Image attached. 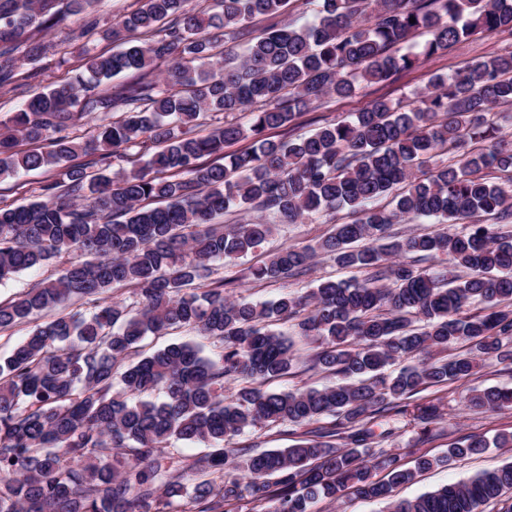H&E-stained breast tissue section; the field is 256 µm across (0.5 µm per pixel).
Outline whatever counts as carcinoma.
Here are the masks:
<instances>
[{
	"mask_svg": "<svg viewBox=\"0 0 512 512\" xmlns=\"http://www.w3.org/2000/svg\"><path fill=\"white\" fill-rule=\"evenodd\" d=\"M299 2L315 21L254 36V19L291 0H141L104 31L122 48L84 51L70 80L0 123L1 177L64 170L43 186L47 199L0 205V282L59 265L0 303V332L51 315L0 357V512H235L248 496L256 512H311L346 490L388 502L387 512H479L512 491L509 462L394 500L415 471L381 447L392 429L368 427L402 416L426 436L443 414L403 401L469 378L486 360L512 365V143L488 126L494 108L512 105V51L431 74L410 104L379 97L295 141L274 136L322 98H349L358 83L418 68L474 35L511 39L512 0ZM95 3L0 0V85L29 79L19 60L43 58L31 31ZM416 36L418 51H403ZM161 62L165 77L148 78ZM127 72L142 80L98 90ZM93 112L109 120L85 140L73 128ZM208 112L224 123L201 135ZM454 153L462 160L448 162ZM387 196L391 208L375 206ZM345 207L358 218L314 247L267 252L247 277L299 279L320 253L366 270L364 280L327 279L270 302L230 297L236 280L218 276L216 263L263 247L276 225L219 218L255 211L296 224ZM477 214L493 223L470 222ZM421 217L466 232H391ZM439 255L448 267L417 265ZM123 288L131 301L111 298ZM278 322L288 331L273 329ZM180 327L220 351L185 341L127 363L146 337ZM296 337L317 345L313 368L341 381L265 389L296 373ZM458 344L464 352H452ZM400 360L412 364L386 373ZM466 400L496 411L512 406V388L473 389ZM327 416L330 427L320 425ZM261 423L310 430L284 451L234 446ZM180 441L213 451L178 468L165 449ZM487 447L469 436L440 462Z\"/></svg>",
	"mask_w": 512,
	"mask_h": 512,
	"instance_id": "cac0c4a2",
	"label": "carcinoma"
}]
</instances>
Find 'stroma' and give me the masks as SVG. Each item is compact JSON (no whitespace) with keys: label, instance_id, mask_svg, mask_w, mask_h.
Listing matches in <instances>:
<instances>
[{"label":"stroma","instance_id":"35a3bbf8","mask_svg":"<svg viewBox=\"0 0 512 512\" xmlns=\"http://www.w3.org/2000/svg\"><path fill=\"white\" fill-rule=\"evenodd\" d=\"M84 21V15H70L54 29L37 33V40L46 46V54L39 63L26 65L25 70L30 74L26 90L21 91L11 85L0 86V120L6 119L11 112L16 111L28 94L40 91L51 83L67 80L83 50H112V41L102 38L100 32L91 33L75 41L71 40V32L82 27ZM509 48H512V42L495 35L469 38L456 44L444 55L430 60L421 68L397 73L382 84L361 86L354 97L343 100L325 98L318 101L297 119L295 125L280 132L279 137L289 140L315 129L323 122L341 120L380 96L396 102L406 101L413 90L426 83L430 74L448 73L466 64L503 54ZM58 178L57 172L46 170L32 171L11 179L0 178V200L16 204L29 201L39 193L43 185ZM351 219L352 216L346 209L315 214L304 223L282 225L274 243L278 246L312 245L329 233L334 225ZM264 257V250L259 249L220 267L221 276L239 279L236 297L260 302L276 299L283 293V285L279 282H245L248 267L261 262ZM490 386H512V369L488 361L482 363L470 379L423 390L417 394V401L438 404L444 415L443 420L434 424L429 436L422 440L418 439L415 431L405 426L403 421H395L394 433L385 441V448L396 450L403 462L409 464L421 454L443 456L451 443L471 435L491 439L502 433H512V410L486 412L468 407L464 402V396L469 390ZM302 432L303 429L299 426L260 424L238 436L236 443L238 447H248L254 451L285 449L296 444ZM510 461L512 447L493 446L482 454L418 474L413 483L397 487L394 496L398 499H412L442 485L466 480L478 472L498 468Z\"/></svg>","mask_w":512,"mask_h":512}]
</instances>
